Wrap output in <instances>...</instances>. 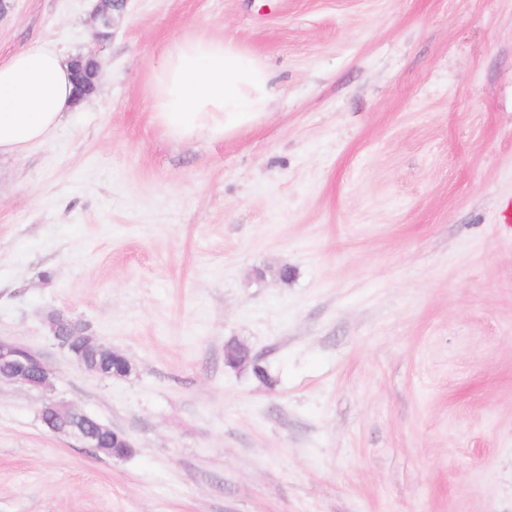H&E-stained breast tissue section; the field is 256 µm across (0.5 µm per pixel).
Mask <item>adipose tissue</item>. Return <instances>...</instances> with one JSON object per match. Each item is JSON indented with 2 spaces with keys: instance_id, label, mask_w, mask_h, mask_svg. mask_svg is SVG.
<instances>
[{
  "instance_id": "adipose-tissue-1",
  "label": "adipose tissue",
  "mask_w": 512,
  "mask_h": 512,
  "mask_svg": "<svg viewBox=\"0 0 512 512\" xmlns=\"http://www.w3.org/2000/svg\"><path fill=\"white\" fill-rule=\"evenodd\" d=\"M271 75L233 43L189 35L162 54L150 78L156 119L176 139L250 125L272 99ZM74 108L68 57L33 43L0 63V156L47 141Z\"/></svg>"
}]
</instances>
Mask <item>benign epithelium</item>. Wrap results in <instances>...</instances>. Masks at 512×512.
I'll use <instances>...</instances> for the list:
<instances>
[{
	"label": "benign epithelium",
	"mask_w": 512,
	"mask_h": 512,
	"mask_svg": "<svg viewBox=\"0 0 512 512\" xmlns=\"http://www.w3.org/2000/svg\"><path fill=\"white\" fill-rule=\"evenodd\" d=\"M48 330L56 346L80 368L103 377V371L88 361L89 355H101L114 360L119 367L130 360L96 338L88 325L55 309L46 317ZM18 384L42 392L55 388L56 373L37 353L12 341L0 339V383ZM41 420L48 431L75 439L84 448L105 449L101 433L109 426L102 424L74 406L55 400L46 401L40 410Z\"/></svg>",
	"instance_id": "7a95c632"
}]
</instances>
